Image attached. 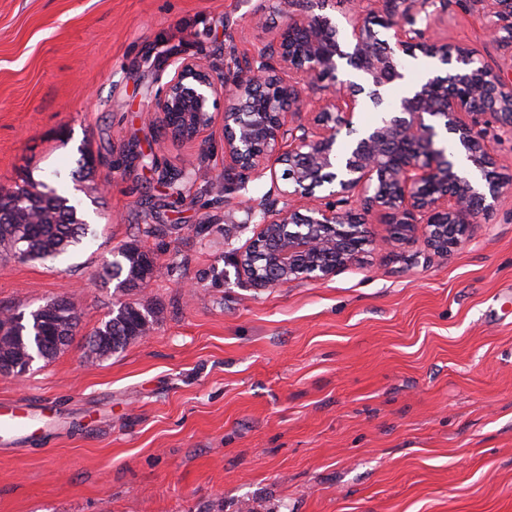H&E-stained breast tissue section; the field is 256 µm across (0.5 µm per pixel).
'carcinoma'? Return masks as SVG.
Instances as JSON below:
<instances>
[{
	"instance_id": "obj_1",
	"label": "carcinoma",
	"mask_w": 512,
	"mask_h": 512,
	"mask_svg": "<svg viewBox=\"0 0 512 512\" xmlns=\"http://www.w3.org/2000/svg\"><path fill=\"white\" fill-rule=\"evenodd\" d=\"M73 175L87 180L93 172L94 160L86 151ZM18 194L0 195V256L8 257L24 241L29 261L54 259L76 244L85 221L78 217L76 206L44 181L27 176L16 186ZM155 258L136 248L118 250L114 259L103 267L100 277L117 282L118 289L129 292L142 287L151 277ZM155 322V313L121 302L109 319L89 334L90 353L97 358L120 352L129 343L146 335ZM79 324V313L66 299L50 301L29 315L9 309L0 311V364L18 375L26 371L30 358L52 359L58 346L73 340Z\"/></svg>"
}]
</instances>
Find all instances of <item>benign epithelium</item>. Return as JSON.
<instances>
[{
	"label": "benign epithelium",
	"instance_id": "obj_1",
	"mask_svg": "<svg viewBox=\"0 0 512 512\" xmlns=\"http://www.w3.org/2000/svg\"><path fill=\"white\" fill-rule=\"evenodd\" d=\"M380 2L382 10L363 7L347 20L357 82L336 87V24L323 13L327 0H277L283 22L269 45L249 57L229 53L219 75L197 58L173 62L149 109L171 138L191 141L224 106V190H244L271 174L263 197L237 201L247 218L260 215L259 232L235 258L257 288L329 279L373 244L366 210L382 212L395 238L419 231L426 249L446 256L512 189L483 141L492 122L512 131V81L483 63L476 86L464 67L453 81H430L390 106L386 89L404 79V57L469 63L475 52L416 27L421 16L432 22L434 0ZM474 2L489 4L493 36L512 51V0ZM378 23L389 31L382 44ZM370 105L383 117L360 130L355 114ZM437 121L469 171L438 145Z\"/></svg>",
	"mask_w": 512,
	"mask_h": 512
}]
</instances>
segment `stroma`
I'll use <instances>...</instances> for the list:
<instances>
[{
	"instance_id": "35a3bbf8",
	"label": "stroma",
	"mask_w": 512,
	"mask_h": 512,
	"mask_svg": "<svg viewBox=\"0 0 512 512\" xmlns=\"http://www.w3.org/2000/svg\"><path fill=\"white\" fill-rule=\"evenodd\" d=\"M257 0H0V192L26 173L89 230L53 262L0 261V308L73 302V341L0 402L51 420L0 447V512H512V192L448 257L374 243L322 282L256 288L235 264L259 230L224 191L221 121L170 138L147 112L172 62L224 67ZM429 30L512 76L470 0ZM91 181L73 182L81 151ZM185 172L173 194L137 159ZM153 253L128 293L99 273L118 248ZM158 310L150 333L92 359L113 305Z\"/></svg>"
}]
</instances>
